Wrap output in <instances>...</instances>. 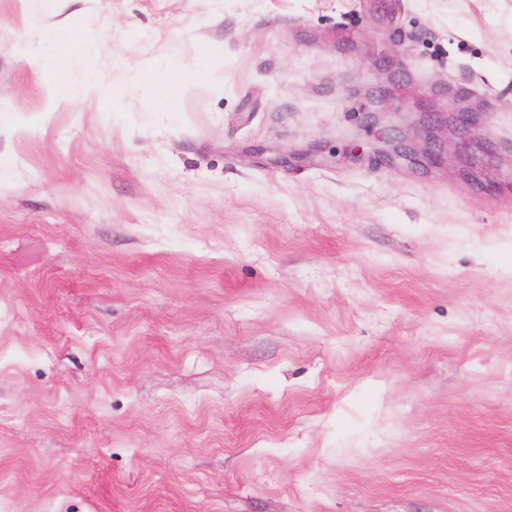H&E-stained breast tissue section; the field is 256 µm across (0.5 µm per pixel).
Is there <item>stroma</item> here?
I'll use <instances>...</instances> for the list:
<instances>
[{"instance_id":"1","label":"stroma","mask_w":512,"mask_h":512,"mask_svg":"<svg viewBox=\"0 0 512 512\" xmlns=\"http://www.w3.org/2000/svg\"><path fill=\"white\" fill-rule=\"evenodd\" d=\"M0 512H512V0H0Z\"/></svg>"}]
</instances>
